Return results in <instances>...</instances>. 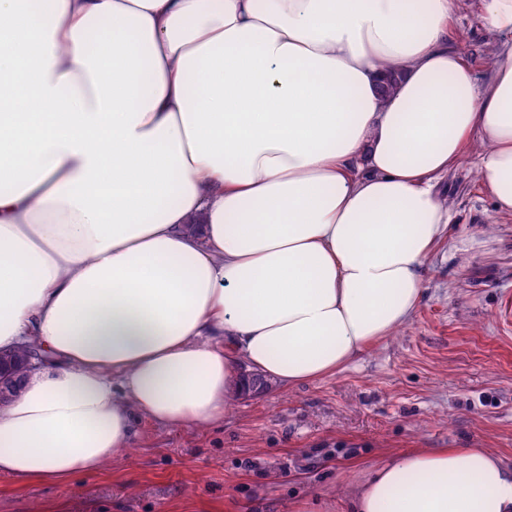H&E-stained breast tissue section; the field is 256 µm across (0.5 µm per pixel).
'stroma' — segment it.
I'll list each match as a JSON object with an SVG mask.
<instances>
[{
	"instance_id": "stroma-1",
	"label": "stroma",
	"mask_w": 512,
	"mask_h": 512,
	"mask_svg": "<svg viewBox=\"0 0 512 512\" xmlns=\"http://www.w3.org/2000/svg\"><path fill=\"white\" fill-rule=\"evenodd\" d=\"M452 33L477 83L501 41L475 0ZM448 233L433 247L411 320L336 374L237 394L217 428L139 419L130 448L62 484L0 478V512H298L349 490L391 455L486 448L512 466V217L483 193L474 152L439 184Z\"/></svg>"
}]
</instances>
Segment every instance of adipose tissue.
<instances>
[{
	"label": "adipose tissue",
	"mask_w": 512,
	"mask_h": 512,
	"mask_svg": "<svg viewBox=\"0 0 512 512\" xmlns=\"http://www.w3.org/2000/svg\"><path fill=\"white\" fill-rule=\"evenodd\" d=\"M479 7L481 86L454 0H0V351L43 352L0 477L96 474L136 418L221 424L240 364L289 388L404 327L469 145L512 215V0ZM350 501L512 512V468L414 450ZM463 36V42H456L472 70L478 85L484 84L490 75L486 64L501 43V37L495 33L482 18L474 0H458L451 20V34Z\"/></svg>",
	"instance_id": "obj_1"
}]
</instances>
